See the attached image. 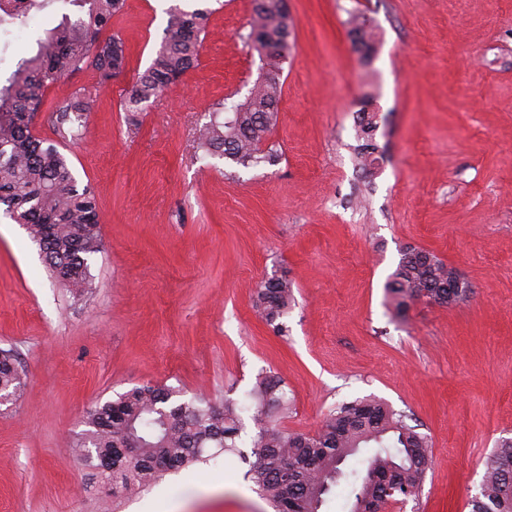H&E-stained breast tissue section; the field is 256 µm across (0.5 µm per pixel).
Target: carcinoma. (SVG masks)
Masks as SVG:
<instances>
[{"label":"carcinoma","mask_w":512,"mask_h":512,"mask_svg":"<svg viewBox=\"0 0 512 512\" xmlns=\"http://www.w3.org/2000/svg\"><path fill=\"white\" fill-rule=\"evenodd\" d=\"M28 12L58 4V23L36 40L34 50L17 60L0 81V205L20 224L31 240L49 249L46 265L66 288H90V257L100 252V215L86 187L79 188L67 157L54 143L32 134L35 116L46 110L54 129L64 138L80 131L69 125L71 114L88 107L81 88L47 106L45 89L83 68L95 71L96 84L106 87L126 66L121 39L107 33L112 17L125 0H27ZM211 9L199 6L170 9L164 40L148 69L125 90L124 108L144 110L198 61ZM349 36L364 57L376 51L371 22L354 15ZM244 43L256 51L263 74L242 102L224 101V119H213L199 130V148L249 167L269 162L273 155L262 145L277 122L282 95L280 61L288 56L294 27L287 0H257L247 23ZM377 112L365 100L356 112L357 158L370 176L378 163ZM457 271L436 254L412 249L401 254L386 284L390 302L399 312L409 302L448 295ZM294 303L292 283L273 275L258 294V311L269 324L282 318ZM17 368L8 354L0 356V393L13 396ZM280 380L260 374L251 392L253 404L240 406L208 397L179 402V391L144 385L119 394L91 409L89 430L74 447L98 470L112 494L136 486L146 488L165 474L209 459L213 448H238L237 439L254 426L253 454L239 452L273 512H320L324 496L336 484V473L350 457L370 450L365 474L352 488L353 512H381L392 502L418 496L431 453L428 437L408 424L405 415L384 400L366 397L336 406L315 433L279 429L273 419L288 415L289 405L277 395ZM512 439L502 440L485 461L479 494L469 501L470 512H512Z\"/></svg>","instance_id":"cac0c4a2"}]
</instances>
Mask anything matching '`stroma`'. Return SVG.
<instances>
[{
  "label": "stroma",
  "instance_id": "35a3bbf8",
  "mask_svg": "<svg viewBox=\"0 0 512 512\" xmlns=\"http://www.w3.org/2000/svg\"><path fill=\"white\" fill-rule=\"evenodd\" d=\"M175 4L193 0H126L112 22L126 67L90 100L82 140L35 118L98 203L92 290L62 288L0 211V354L21 377L0 404V512H139L151 489L113 498L79 458L88 411L147 383L246 404L263 371L289 431L369 395L409 415L432 455L418 497L386 512H468L486 456L512 438V0H288L277 158L248 168L198 156L195 137L258 75L240 38L252 0H217L198 63L136 118L122 109ZM353 12L379 29L371 61L348 37ZM57 17L0 34L1 76ZM369 93L383 149L370 180L354 158ZM409 247L455 267L468 301L396 314L385 284ZM281 273L295 296L283 335L254 308ZM246 470L219 453L160 484L179 512H271Z\"/></svg>",
  "mask_w": 512,
  "mask_h": 512
}]
</instances>
